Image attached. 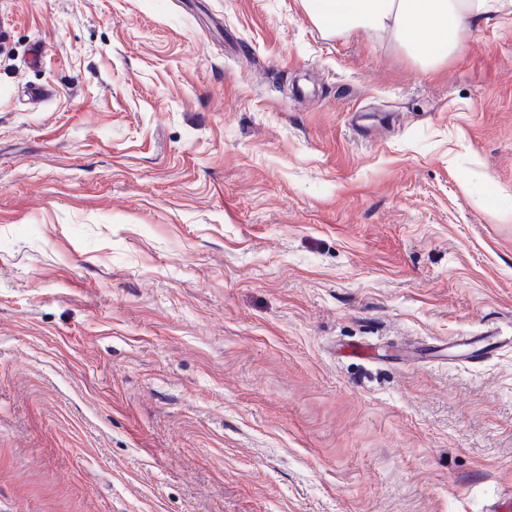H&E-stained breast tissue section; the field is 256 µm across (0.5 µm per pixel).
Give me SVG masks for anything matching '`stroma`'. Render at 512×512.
<instances>
[{"instance_id":"stroma-1","label":"stroma","mask_w":512,"mask_h":512,"mask_svg":"<svg viewBox=\"0 0 512 512\" xmlns=\"http://www.w3.org/2000/svg\"><path fill=\"white\" fill-rule=\"evenodd\" d=\"M466 44L0 0V512H512V16ZM448 345L451 347H465L468 353L462 361L475 363V359L483 356L491 350H497L500 342L496 336L485 333L483 336H454L448 339Z\"/></svg>"}]
</instances>
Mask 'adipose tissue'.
<instances>
[{
    "label": "adipose tissue",
    "instance_id": "obj_1",
    "mask_svg": "<svg viewBox=\"0 0 512 512\" xmlns=\"http://www.w3.org/2000/svg\"><path fill=\"white\" fill-rule=\"evenodd\" d=\"M329 36L369 32L397 43L431 70L463 51L464 36L489 15L512 14V0H301Z\"/></svg>",
    "mask_w": 512,
    "mask_h": 512
}]
</instances>
